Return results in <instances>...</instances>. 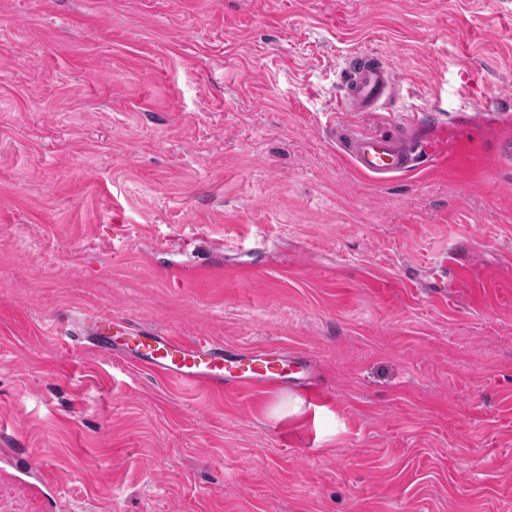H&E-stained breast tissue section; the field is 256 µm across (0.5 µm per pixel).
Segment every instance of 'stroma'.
Returning a JSON list of instances; mask_svg holds the SVG:
<instances>
[{"instance_id":"stroma-1","label":"stroma","mask_w":512,"mask_h":512,"mask_svg":"<svg viewBox=\"0 0 512 512\" xmlns=\"http://www.w3.org/2000/svg\"><path fill=\"white\" fill-rule=\"evenodd\" d=\"M354 53L397 88L342 120L434 108L439 168L340 153ZM503 97L512 0H0V512H512ZM98 312L305 358L323 412L72 345Z\"/></svg>"}]
</instances>
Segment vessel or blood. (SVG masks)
<instances>
[{"label": "vessel or blood", "instance_id": "vessel-or-blood-1", "mask_svg": "<svg viewBox=\"0 0 512 512\" xmlns=\"http://www.w3.org/2000/svg\"><path fill=\"white\" fill-rule=\"evenodd\" d=\"M340 85L342 94L333 112H374L386 108L394 94V69L386 58L358 56L346 62ZM346 151L358 172L386 180L445 159L448 128L424 117L391 133L349 136ZM113 323L112 315L101 314L84 329L87 341L102 355L129 359L141 369L207 390L269 384L283 372L276 362H260L258 351L217 344L204 337L187 340L150 327L131 338H114L105 333Z\"/></svg>", "mask_w": 512, "mask_h": 512}]
</instances>
